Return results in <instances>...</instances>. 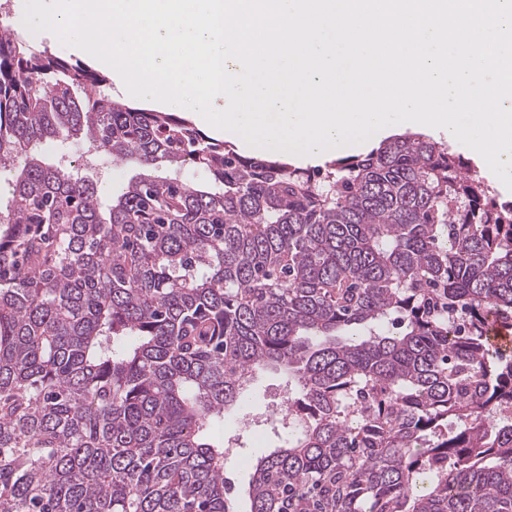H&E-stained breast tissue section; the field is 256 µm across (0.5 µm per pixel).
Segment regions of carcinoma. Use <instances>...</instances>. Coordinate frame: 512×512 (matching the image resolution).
I'll return each mask as SVG.
<instances>
[{
    "label": "carcinoma",
    "mask_w": 512,
    "mask_h": 512,
    "mask_svg": "<svg viewBox=\"0 0 512 512\" xmlns=\"http://www.w3.org/2000/svg\"><path fill=\"white\" fill-rule=\"evenodd\" d=\"M103 83L0 25V512H512V206L420 135L311 175ZM60 135L210 183L105 209ZM269 366L288 439L236 499L208 428Z\"/></svg>",
    "instance_id": "obj_1"
}]
</instances>
